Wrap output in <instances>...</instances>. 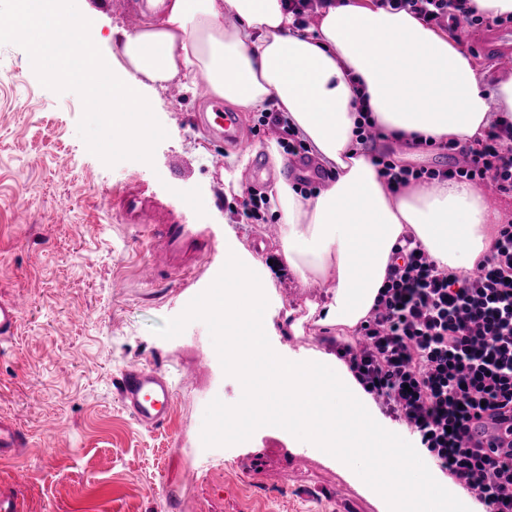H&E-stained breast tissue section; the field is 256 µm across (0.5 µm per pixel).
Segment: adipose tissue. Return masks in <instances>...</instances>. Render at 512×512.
Listing matches in <instances>:
<instances>
[{
	"label": "adipose tissue",
	"mask_w": 512,
	"mask_h": 512,
	"mask_svg": "<svg viewBox=\"0 0 512 512\" xmlns=\"http://www.w3.org/2000/svg\"><path fill=\"white\" fill-rule=\"evenodd\" d=\"M14 33L31 67L63 69L83 85L107 80L90 106L100 122L146 146L152 136L146 91L207 76L209 91L245 112L274 103L330 181L303 197L278 179L268 199L281 224L288 275L331 280L322 305L325 328L355 327L375 304L403 238L419 243L438 267L466 276L490 257L501 211L468 182L393 195L359 144L360 109L402 143L431 139L473 143L497 116L512 114V77L489 80L449 34L419 15L370 0L322 8L298 26L284 0H165L137 33L88 28L87 0H14ZM119 44L115 70L99 61L104 38Z\"/></svg>",
	"instance_id": "obj_1"
}]
</instances>
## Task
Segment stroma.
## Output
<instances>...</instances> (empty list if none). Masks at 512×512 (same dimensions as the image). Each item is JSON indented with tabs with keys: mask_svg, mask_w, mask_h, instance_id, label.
Wrapping results in <instances>:
<instances>
[{
	"mask_svg": "<svg viewBox=\"0 0 512 512\" xmlns=\"http://www.w3.org/2000/svg\"><path fill=\"white\" fill-rule=\"evenodd\" d=\"M88 98L85 86L32 69L21 39L0 36V297L28 305L15 336L0 343V414L29 436L20 456L0 460V484L16 468L28 471L30 512H377L319 455L301 464L302 440L279 427L203 457L207 405L238 403L242 384L225 374L204 322L171 339L153 329L211 285L224 248L188 287L153 288L137 276L143 239L117 213L118 195L134 185L165 204L188 192L190 223L210 225L219 241L232 225L240 248L266 261L281 255L280 226L272 213L261 224L246 219L244 198L299 176L271 163L260 183L225 191L237 151L197 126L206 107L197 86L150 95L155 134L145 160L133 148L112 152ZM373 147L415 170L452 164L433 147L381 139ZM173 158L188 179L168 175ZM274 286L302 316L330 289L312 276L303 284L278 276ZM136 363L160 366L175 382L162 430L140 427L120 402L121 374ZM340 484L342 501L333 496Z\"/></svg>",
	"mask_w": 512,
	"mask_h": 512,
	"instance_id": "stroma-1",
	"label": "stroma"
}]
</instances>
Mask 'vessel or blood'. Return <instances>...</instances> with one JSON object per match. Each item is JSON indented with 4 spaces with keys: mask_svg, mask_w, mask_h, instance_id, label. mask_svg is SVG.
Returning <instances> with one entry per match:
<instances>
[{
    "mask_svg": "<svg viewBox=\"0 0 512 512\" xmlns=\"http://www.w3.org/2000/svg\"><path fill=\"white\" fill-rule=\"evenodd\" d=\"M484 53H494L498 62L512 66V29H491L480 40ZM199 124L225 145L244 151H253L251 137L238 122L234 113L224 112L217 117L201 112L196 116ZM123 220L137 225L151 256L137 269L140 279L147 284L167 280L186 285L201 265L211 259L216 242L210 233L198 224H184L170 209H162L129 195L123 200ZM26 310L24 298L0 299V342L15 334ZM118 392L124 408L141 426L159 430L168 423L174 404L175 390L166 373L151 366H133L126 369L120 379ZM472 440L502 448L512 443V424L501 422L492 432L471 431ZM27 436L17 420L0 415V458L18 456L27 447ZM27 481L25 471H17L12 484L0 486V512H27L23 487Z\"/></svg>",
    "mask_w": 512,
    "mask_h": 512,
    "instance_id": "obj_1",
    "label": "vessel or blood"
}]
</instances>
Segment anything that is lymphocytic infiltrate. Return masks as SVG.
I'll use <instances>...</instances> for the list:
<instances>
[{"instance_id": "1", "label": "lymphocytic infiltrate", "mask_w": 512, "mask_h": 512, "mask_svg": "<svg viewBox=\"0 0 512 512\" xmlns=\"http://www.w3.org/2000/svg\"><path fill=\"white\" fill-rule=\"evenodd\" d=\"M471 0H376L428 23L458 30L483 24ZM467 165L413 170L374 156L391 192L449 178L492 183L512 193V122L492 124L470 145L448 141ZM387 284L354 343L345 345L364 384L395 421L416 434L432 463L486 512H512V449L489 456L469 443L472 424L512 421V224L501 225L492 255L464 277L439 269L422 247L396 248Z\"/></svg>"}]
</instances>
